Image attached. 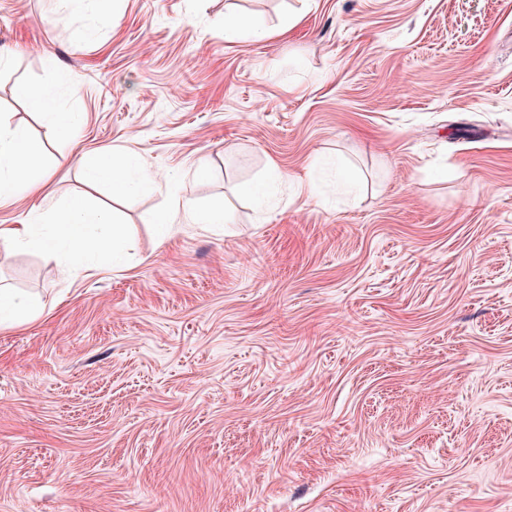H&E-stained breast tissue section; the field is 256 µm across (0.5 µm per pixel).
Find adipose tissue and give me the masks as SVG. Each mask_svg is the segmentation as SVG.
Masks as SVG:
<instances>
[{"label": "adipose tissue", "mask_w": 512, "mask_h": 512, "mask_svg": "<svg viewBox=\"0 0 512 512\" xmlns=\"http://www.w3.org/2000/svg\"><path fill=\"white\" fill-rule=\"evenodd\" d=\"M40 147L19 128L0 127V198L19 193L40 192L50 171L36 167ZM86 175L91 183H108L113 196L125 197L145 190L153 182L139 158L131 154L102 152L87 161ZM185 213L197 224H220L224 210L199 207L188 196L176 197L169 211L155 218L159 235H167L175 214ZM0 243L35 249L48 257L65 254L73 266H83L97 255L118 259L125 249V236L116 228L112 212L100 206L89 208L80 199L69 201L54 216L50 225L1 224ZM43 302L38 294H18L0 288V326L38 317Z\"/></svg>", "instance_id": "adipose-tissue-1"}]
</instances>
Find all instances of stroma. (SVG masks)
Segmentation results:
<instances>
[{"instance_id": "1", "label": "stroma", "mask_w": 512, "mask_h": 512, "mask_svg": "<svg viewBox=\"0 0 512 512\" xmlns=\"http://www.w3.org/2000/svg\"><path fill=\"white\" fill-rule=\"evenodd\" d=\"M0 120L52 173L0 225L127 234L0 245L44 303L0 327V512H512V0H0ZM102 151L152 189L89 186ZM183 191L225 223L159 238ZM268 35L262 21L247 14L225 13L224 38L236 41L250 37H265ZM80 199L69 201L45 224H1L0 243L11 247L35 249L49 258L64 253L75 267L101 254L116 261L125 249V236L113 224L112 211L97 207L90 211ZM97 227L98 230L94 229Z\"/></svg>"}]
</instances>
